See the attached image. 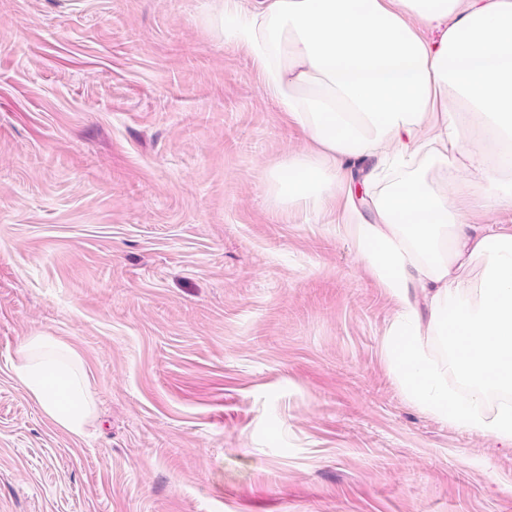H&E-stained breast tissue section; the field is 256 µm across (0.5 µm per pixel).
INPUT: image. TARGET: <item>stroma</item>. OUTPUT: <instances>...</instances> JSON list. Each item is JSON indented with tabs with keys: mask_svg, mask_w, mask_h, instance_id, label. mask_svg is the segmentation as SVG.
I'll list each match as a JSON object with an SVG mask.
<instances>
[{
	"mask_svg": "<svg viewBox=\"0 0 512 512\" xmlns=\"http://www.w3.org/2000/svg\"><path fill=\"white\" fill-rule=\"evenodd\" d=\"M221 0H0V512H512V447L403 390L397 301L265 183L303 133ZM70 346L95 415L13 379ZM78 355L49 336H32L12 363L13 378L38 403L42 415L65 433L82 437L93 397Z\"/></svg>",
	"mask_w": 512,
	"mask_h": 512,
	"instance_id": "stroma-1",
	"label": "stroma"
}]
</instances>
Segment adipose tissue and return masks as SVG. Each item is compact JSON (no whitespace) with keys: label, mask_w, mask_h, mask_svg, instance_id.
Listing matches in <instances>:
<instances>
[{"label":"adipose tissue","mask_w":512,"mask_h":512,"mask_svg":"<svg viewBox=\"0 0 512 512\" xmlns=\"http://www.w3.org/2000/svg\"><path fill=\"white\" fill-rule=\"evenodd\" d=\"M213 22L307 139L269 195L318 213L343 197L345 232L397 298L403 384L441 420L512 443V403L485 411L492 390L512 391V229L469 220L474 201L512 208V0H222ZM364 161L371 197L347 178ZM437 329L470 386L460 404L425 356ZM12 374L46 420L85 434L93 397L74 350L30 337Z\"/></svg>","instance_id":"obj_1"}]
</instances>
